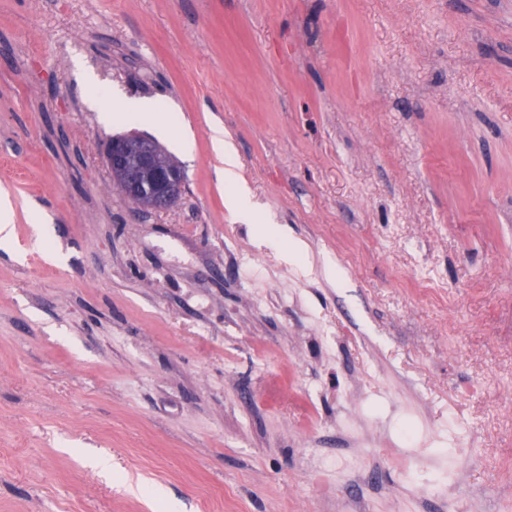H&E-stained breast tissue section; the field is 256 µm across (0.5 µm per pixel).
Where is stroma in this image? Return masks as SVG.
<instances>
[{"mask_svg": "<svg viewBox=\"0 0 512 512\" xmlns=\"http://www.w3.org/2000/svg\"><path fill=\"white\" fill-rule=\"evenodd\" d=\"M0 193V512H512V0H0ZM212 148L221 163L216 171L218 181L234 188L228 199L230 210L238 215L246 216L250 213V197L246 187V180L241 172L236 148L234 144L224 137V129L220 126L213 128ZM104 160L119 191L126 198L141 200L140 208L168 209L185 190L182 169L161 163L147 136L129 134L111 139Z\"/></svg>", "mask_w": 512, "mask_h": 512, "instance_id": "obj_1", "label": "stroma"}]
</instances>
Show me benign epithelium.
Returning <instances> with one entry per match:
<instances>
[{
  "label": "benign epithelium",
  "mask_w": 512,
  "mask_h": 512,
  "mask_svg": "<svg viewBox=\"0 0 512 512\" xmlns=\"http://www.w3.org/2000/svg\"><path fill=\"white\" fill-rule=\"evenodd\" d=\"M104 160L119 191L127 198L141 200L143 209L165 210L185 190L182 169L161 163L144 135L129 134L110 140Z\"/></svg>",
  "instance_id": "obj_1"
}]
</instances>
